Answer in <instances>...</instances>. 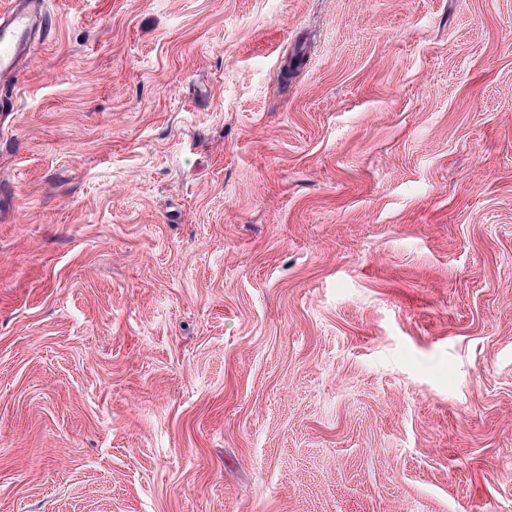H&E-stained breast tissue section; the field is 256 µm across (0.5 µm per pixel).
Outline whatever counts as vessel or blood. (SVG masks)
I'll return each instance as SVG.
<instances>
[{
	"mask_svg": "<svg viewBox=\"0 0 512 512\" xmlns=\"http://www.w3.org/2000/svg\"><path fill=\"white\" fill-rule=\"evenodd\" d=\"M47 23L44 0H11L0 11V86L13 84L19 62L29 56Z\"/></svg>",
	"mask_w": 512,
	"mask_h": 512,
	"instance_id": "vessel-or-blood-1",
	"label": "vessel or blood"
}]
</instances>
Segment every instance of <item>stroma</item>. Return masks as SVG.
<instances>
[{
	"mask_svg": "<svg viewBox=\"0 0 512 512\" xmlns=\"http://www.w3.org/2000/svg\"><path fill=\"white\" fill-rule=\"evenodd\" d=\"M48 11L0 512H512V0Z\"/></svg>",
	"mask_w": 512,
	"mask_h": 512,
	"instance_id": "stroma-1",
	"label": "stroma"
}]
</instances>
